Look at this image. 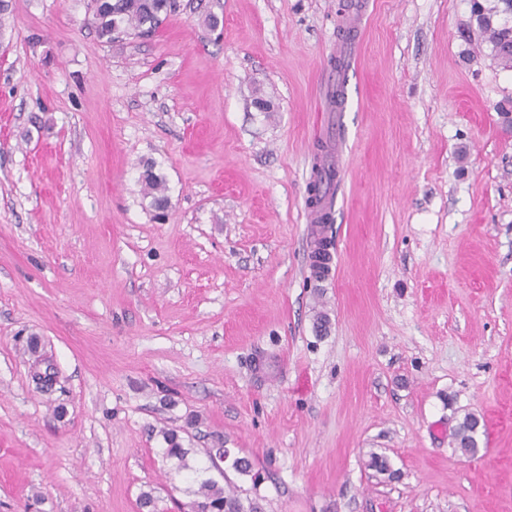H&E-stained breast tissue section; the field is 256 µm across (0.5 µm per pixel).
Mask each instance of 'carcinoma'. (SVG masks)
<instances>
[{
    "instance_id": "obj_1",
    "label": "carcinoma",
    "mask_w": 512,
    "mask_h": 512,
    "mask_svg": "<svg viewBox=\"0 0 512 512\" xmlns=\"http://www.w3.org/2000/svg\"><path fill=\"white\" fill-rule=\"evenodd\" d=\"M177 0H90L89 24L97 35L112 42L126 36L139 37L154 34L163 22L176 14ZM512 0H494L486 6L472 0L471 18L463 38L466 41L481 39L490 45L491 55L506 68H512ZM141 184L144 197L157 209L169 201L163 178L148 166L142 172ZM479 419L467 414L453 434V444L461 455L473 456L478 451ZM192 512H257L245 510L241 499L214 479H207L195 491Z\"/></svg>"
}]
</instances>
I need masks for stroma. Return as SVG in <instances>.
<instances>
[{
    "instance_id": "obj_1",
    "label": "stroma",
    "mask_w": 512,
    "mask_h": 512,
    "mask_svg": "<svg viewBox=\"0 0 512 512\" xmlns=\"http://www.w3.org/2000/svg\"><path fill=\"white\" fill-rule=\"evenodd\" d=\"M1 1L0 512H188L212 448L258 512H512V70L461 40L470 0H367L319 281L351 0H180L113 43L88 0ZM141 184L143 187V193L145 198H150V206L156 211L159 206H163L159 209L161 215H166L170 209L169 197L166 194V187L163 178L155 173L152 166H146L145 170L141 175ZM479 419L473 414H467L453 434L455 451L462 456H474L478 451Z\"/></svg>"
}]
</instances>
